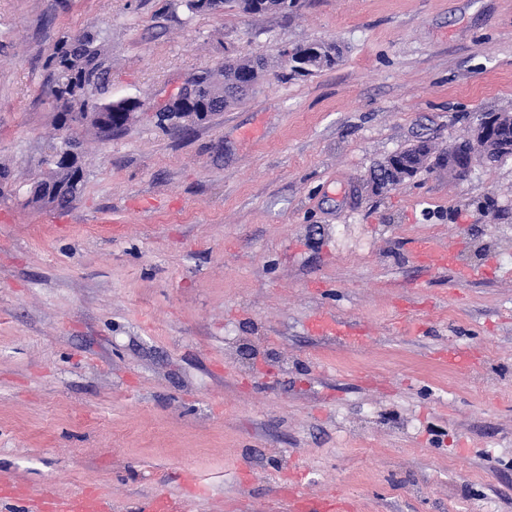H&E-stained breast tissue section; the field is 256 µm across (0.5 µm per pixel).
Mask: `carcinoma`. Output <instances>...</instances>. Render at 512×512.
I'll return each instance as SVG.
<instances>
[{
  "mask_svg": "<svg viewBox=\"0 0 512 512\" xmlns=\"http://www.w3.org/2000/svg\"><path fill=\"white\" fill-rule=\"evenodd\" d=\"M229 8L250 12L254 15L269 11H288L297 7L298 0H263L264 7H253V0H220ZM294 52L304 57L306 73L331 67L340 54L331 44H311L298 46ZM49 94L60 114L59 127H64L65 118L72 123L89 122V127L102 135L112 127V114L130 111L131 97L112 98V56L105 46L102 32L86 29L75 35L65 36L55 46L48 59ZM266 75L265 63L259 60L239 59L228 62L216 70L202 71L189 79L198 86L194 101L201 111L210 115L245 100L261 84ZM159 125L165 130H180L184 118L180 109L165 107L159 114ZM433 152L426 141L412 144L400 151L399 157L415 163L408 172L413 177L420 171L423 154ZM43 164L47 172L31 192L28 202L33 205L53 204L48 196L49 188L64 189L66 199L61 205L75 200L82 191L84 175H76L75 170L62 168L58 156H47Z\"/></svg>",
  "mask_w": 512,
  "mask_h": 512,
  "instance_id": "carcinoma-1",
  "label": "carcinoma"
}]
</instances>
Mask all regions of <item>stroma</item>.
I'll list each match as a JSON object with an SVG mask.
<instances>
[{
    "mask_svg": "<svg viewBox=\"0 0 512 512\" xmlns=\"http://www.w3.org/2000/svg\"><path fill=\"white\" fill-rule=\"evenodd\" d=\"M91 27L113 98L142 107L112 137L80 130L79 198L25 205L58 136L47 59ZM311 42L339 61L288 78L284 50ZM232 57L268 61L256 92L162 131L158 107ZM488 112L512 113V0H0L20 191L0 198V485L138 512L189 471L197 512H278L295 482L353 512H512V156L370 181ZM421 238L446 267L418 263ZM318 317L366 336L315 335ZM453 346L474 364L439 363ZM224 4V7L229 8H237L240 11L248 14H264L269 11H279L281 13L287 14L290 11H293L294 8L297 7L298 0H263L261 3L264 4L262 9L253 8V0H219ZM289 9V10H288ZM433 150V147L427 141H418V143L411 144L410 146L398 152H395L396 154L399 155L400 158H403L405 160H408L409 162H413L416 164L413 167V169L408 172V176L406 177V179L413 177L421 170L420 168H418L420 167V165H422L423 162V155L421 154V152H424L426 154H434Z\"/></svg>",
    "mask_w": 512,
    "mask_h": 512,
    "instance_id": "1",
    "label": "stroma"
}]
</instances>
